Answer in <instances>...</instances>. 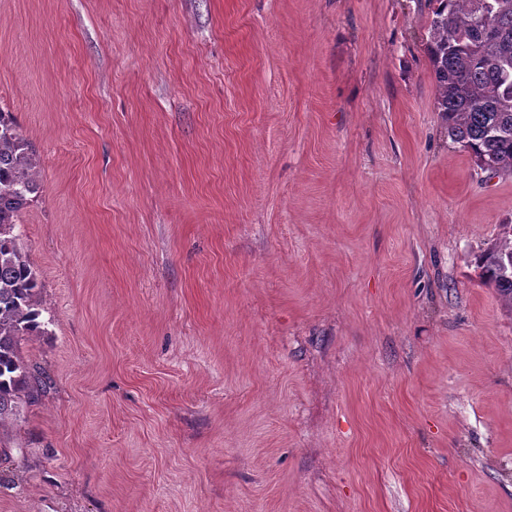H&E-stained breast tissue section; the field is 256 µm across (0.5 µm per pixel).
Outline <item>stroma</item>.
<instances>
[{"instance_id": "1", "label": "stroma", "mask_w": 512, "mask_h": 512, "mask_svg": "<svg viewBox=\"0 0 512 512\" xmlns=\"http://www.w3.org/2000/svg\"><path fill=\"white\" fill-rule=\"evenodd\" d=\"M427 0H0L52 383L0 512H512V175ZM476 265L482 283L495 288L501 302L512 311V224L500 225L495 243L476 257Z\"/></svg>"}]
</instances>
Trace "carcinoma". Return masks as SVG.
I'll use <instances>...</instances> for the list:
<instances>
[{"label":"carcinoma","mask_w":512,"mask_h":512,"mask_svg":"<svg viewBox=\"0 0 512 512\" xmlns=\"http://www.w3.org/2000/svg\"><path fill=\"white\" fill-rule=\"evenodd\" d=\"M427 52L448 135L477 167L512 174V0H494L493 31L474 36L482 0H431ZM16 117L0 109V432L23 401L46 392L49 377L28 365L21 341L46 333L39 274L20 246L18 216L40 190ZM482 283L512 310V224L476 257Z\"/></svg>","instance_id":"carcinoma-1"}]
</instances>
